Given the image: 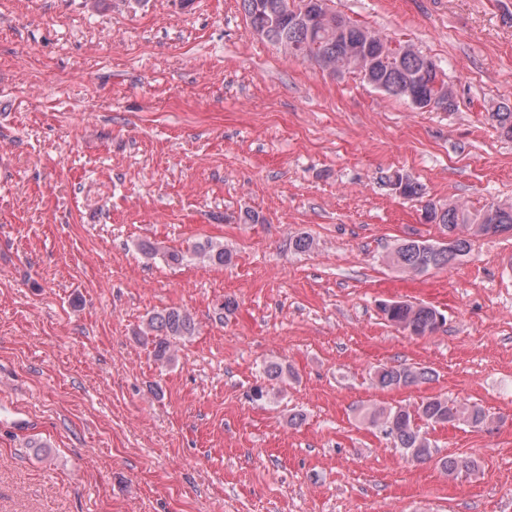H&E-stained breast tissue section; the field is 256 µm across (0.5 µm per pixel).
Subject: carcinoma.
<instances>
[{"instance_id": "cac0c4a2", "label": "carcinoma", "mask_w": 512, "mask_h": 512, "mask_svg": "<svg viewBox=\"0 0 512 512\" xmlns=\"http://www.w3.org/2000/svg\"><path fill=\"white\" fill-rule=\"evenodd\" d=\"M299 2L306 4L309 15L308 21L300 24L288 17L289 0H241L251 27L259 23H275L268 29L266 39L283 48L288 55L312 61L334 74L338 61L362 52L369 57L366 61L368 74L363 76V80L374 89L404 100L407 96L401 89L406 85L411 86L419 96L427 94L424 72L435 67L436 63L412 45H388V41L376 32L333 11L329 0ZM490 118L505 136L512 138L511 107L498 108L490 114ZM439 224L448 234H457L451 246L436 250L426 241L404 240L393 248L390 264L409 268L415 273L445 268L471 250L469 239L458 234L462 227L478 225L484 228V232L495 234L512 230V204L492 203L476 215L452 207L443 213ZM139 249L146 256L160 254L165 261L173 263L191 258L223 266L231 261V253L224 249V245L209 239L194 242L186 252L161 254L157 247L149 243L140 244ZM381 311L388 321L403 325V329L414 336H424L438 327V311L429 306L398 302L381 308ZM195 330V321L187 311L166 308L153 313L139 340L151 348L156 361L168 364L173 360L174 341L194 335ZM428 375L429 371L421 368L383 367L376 373V383L382 388L411 387L427 379ZM453 419L479 427L487 425L488 416L477 405H461L444 397H429L412 409L397 406L370 412L371 422L381 424L385 435L393 439L395 447L404 449L417 462L431 459L430 443L421 430V423L432 425ZM440 465L450 475L477 468L475 460L462 457L442 459Z\"/></svg>"}]
</instances>
